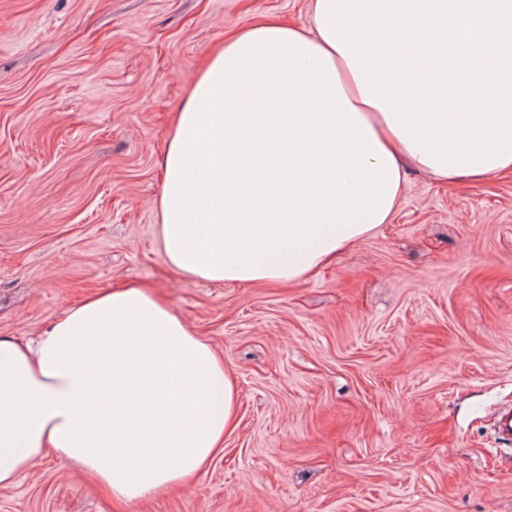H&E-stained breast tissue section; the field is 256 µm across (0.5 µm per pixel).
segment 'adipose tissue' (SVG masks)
Returning <instances> with one entry per match:
<instances>
[{"mask_svg": "<svg viewBox=\"0 0 512 512\" xmlns=\"http://www.w3.org/2000/svg\"><path fill=\"white\" fill-rule=\"evenodd\" d=\"M322 36L231 32L190 86L161 166L168 263L191 280L289 284L386 223L425 167ZM208 342L154 291L99 293L36 337L0 336V486L54 450L119 501L187 485L234 419Z\"/></svg>", "mask_w": 512, "mask_h": 512, "instance_id": "1", "label": "adipose tissue"}]
</instances>
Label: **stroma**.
Masks as SVG:
<instances>
[{"label":"stroma","instance_id":"35a3bbf8","mask_svg":"<svg viewBox=\"0 0 512 512\" xmlns=\"http://www.w3.org/2000/svg\"><path fill=\"white\" fill-rule=\"evenodd\" d=\"M309 0H0V336L159 292L237 392L189 487L129 503L54 450L0 512H512V174L409 171L390 220L288 285L191 282L160 241V158L196 72Z\"/></svg>","mask_w":512,"mask_h":512}]
</instances>
